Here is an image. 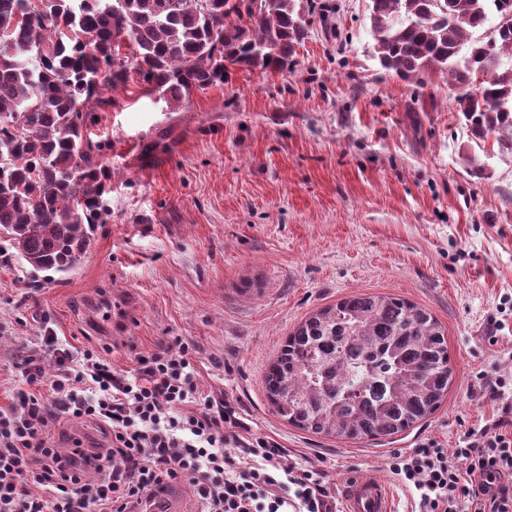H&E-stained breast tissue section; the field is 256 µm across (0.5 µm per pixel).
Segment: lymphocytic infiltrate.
Returning <instances> with one entry per match:
<instances>
[{"mask_svg":"<svg viewBox=\"0 0 512 512\" xmlns=\"http://www.w3.org/2000/svg\"><path fill=\"white\" fill-rule=\"evenodd\" d=\"M42 343L44 354L24 360V389L0 408V512H131L179 479L199 512H332L321 472L288 462L271 438L244 436L235 407L200 387L188 341L135 354L126 373L52 329ZM477 380L473 396L493 406L490 419L454 450L430 440L388 462L418 512H512V377L483 370ZM83 423L103 442L76 438L62 452L56 429Z\"/></svg>","mask_w":512,"mask_h":512,"instance_id":"1","label":"lymphocytic infiltrate"}]
</instances>
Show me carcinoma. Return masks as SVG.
<instances>
[{"label": "carcinoma", "instance_id": "1", "mask_svg": "<svg viewBox=\"0 0 512 512\" xmlns=\"http://www.w3.org/2000/svg\"><path fill=\"white\" fill-rule=\"evenodd\" d=\"M315 0H0V258L66 274L111 218L112 167L86 137L108 90L139 76L168 104L231 70L283 74ZM372 57L412 86L448 74L478 138L512 150V0H370ZM127 47L131 55L122 53ZM480 80L479 86L473 81ZM454 378L438 319L406 299L352 295L288 333L266 398L298 430L379 439L434 414Z\"/></svg>", "mask_w": 512, "mask_h": 512}]
</instances>
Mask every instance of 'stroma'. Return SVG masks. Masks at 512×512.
Instances as JSON below:
<instances>
[{"label":"stroma","instance_id":"stroma-1","mask_svg":"<svg viewBox=\"0 0 512 512\" xmlns=\"http://www.w3.org/2000/svg\"><path fill=\"white\" fill-rule=\"evenodd\" d=\"M328 2L340 37L313 23L288 73L237 70L179 107L131 81L97 109L90 137L114 172L112 218L71 273L0 265V407L44 326L73 347H107L120 372L130 348L179 337L201 387L320 470L338 512L351 472L389 482L394 512H412L390 457L429 439L456 448L491 417L471 390L490 363L512 373V150L469 141L447 75L418 89L372 60L369 0ZM357 294L429 309L454 382L406 433L300 431L268 404L264 372L306 316Z\"/></svg>","mask_w":512,"mask_h":512}]
</instances>
